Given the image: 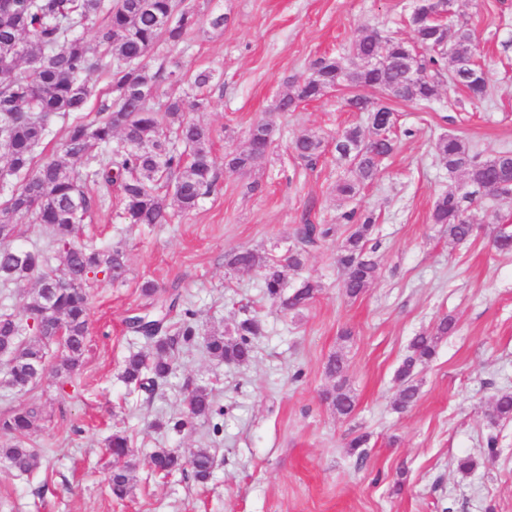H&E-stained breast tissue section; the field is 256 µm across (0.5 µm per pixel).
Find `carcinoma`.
I'll return each instance as SVG.
<instances>
[{
	"label": "carcinoma",
	"instance_id": "1",
	"mask_svg": "<svg viewBox=\"0 0 512 512\" xmlns=\"http://www.w3.org/2000/svg\"><path fill=\"white\" fill-rule=\"evenodd\" d=\"M107 24L96 46L85 38L100 15ZM198 19L183 7V0H0V185L11 187L0 205V290L23 299L25 319L0 312V362L8 366L5 384L19 393L29 391L40 379L35 367L46 364L47 344L65 347L55 367L66 380L82 359L87 339L89 285L103 275L112 283L126 278L123 252L110 245H84L78 241L80 224L100 200L91 197L87 185L118 186L122 201L120 218L125 224H167V211L159 191L172 188V197L181 212L194 210L215 184L209 131L186 119V101L171 97L158 107L154 97L160 84L188 83L201 93L213 82L212 72L188 75L163 66L153 71L142 64L146 54L161 40L179 43L194 29ZM414 39L423 48L385 39L373 28L358 30L349 56L359 60L351 67L344 57L318 59L295 92L279 99L283 112L296 110L302 101L315 100L332 88L350 90L346 105L367 113L372 138L365 139L361 127L345 130L337 139L338 158L349 164L351 176L336 184V193L352 201L363 186L374 182L381 161L393 153L398 128L396 103L428 107L439 96V75L445 60L469 62L466 71L453 70L452 80L463 86L473 100L489 95L488 78L472 57L476 51L468 24L451 22L448 28L430 19L427 4L415 6L409 18ZM115 62L110 74L112 108L103 107L94 115L68 123L62 151L70 167L50 159L35 165L37 150L52 134L51 117L80 113L94 96L88 77L100 67L101 57ZM379 88L383 98L361 93ZM276 129L260 120L248 132L249 145L225 156V165L244 170L266 156ZM103 148L100 158L90 156L93 147ZM292 149L302 160L311 161L322 151V140L310 133L298 135ZM439 160L448 166V175L462 173L474 190L461 194L450 187L440 194L431 209V222L446 226L448 239L463 243L474 237L463 202L484 192L493 199L512 198V150L505 147L484 156L473 150L461 136L448 133L435 143ZM17 216L49 229L51 247L28 246L18 242ZM349 233L336 253L343 272L342 287L350 299L357 298L376 278L378 264L366 246L375 218L351 208L341 213ZM337 228L306 222L294 227V245L282 260L257 250L230 254L226 264L239 270H259L265 294L288 311L307 306L320 285L302 280L285 292L283 268L299 269L306 255L322 241L334 236ZM501 253L512 252V232L500 227L492 240ZM59 264H52V253ZM150 299L148 307L129 317L130 332L154 343L151 353H134L125 361L121 375L129 393H152L158 382L172 370L171 353L190 345L197 337L195 312L182 307L177 287L159 289L152 282L142 285ZM455 319L448 315L429 333L413 338L409 354L396 372L399 385L397 408L411 406L418 396L417 365L429 360L439 340L454 332ZM255 317L240 320L233 338L222 333L203 337L204 347L217 360L245 364L253 355V341L261 335ZM345 362L336 356L328 360L326 374L336 380L330 405L341 416L352 414L355 397L344 378ZM189 408L175 426L184 428L195 419H207L214 412V399L205 387L194 388L187 396ZM492 416L512 419V392H499ZM36 411L19 406L0 417V465L27 474L38 464L37 454L25 446L34 430ZM108 453L120 463L112 471V493L122 498L128 493L127 472L132 467L129 437L112 434ZM155 472L169 475L191 473L195 481L206 482L214 468V455L200 448L187 460L176 451L160 448L151 455Z\"/></svg>",
	"mask_w": 512,
	"mask_h": 512
}]
</instances>
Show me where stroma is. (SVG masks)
I'll list each match as a JSON object with an SVG mask.
<instances>
[{
	"instance_id": "1",
	"label": "stroma",
	"mask_w": 512,
	"mask_h": 512,
	"mask_svg": "<svg viewBox=\"0 0 512 512\" xmlns=\"http://www.w3.org/2000/svg\"><path fill=\"white\" fill-rule=\"evenodd\" d=\"M187 2L199 25L183 42H159L144 62L214 74L206 104L188 117L210 131L215 187L191 212L169 204L171 223L130 225L117 218L118 188L88 185L100 203L80 237L120 248L126 279L89 289L86 350L69 380L48 372L21 394L0 372V416L35 408L29 445L40 454L39 468L27 475L0 467V512H512V420L490 416L494 395L512 390V254L492 246L497 224L512 225V203L486 198L468 206L480 231L467 243L450 242L430 221L437 195L459 183L436 156L440 135L458 134L487 155L512 148V0H454L456 19L473 31L490 98L470 101L446 69L429 107L397 105L409 133L355 201L378 218V276L347 298L336 264L342 239L330 238L286 274L287 287L306 278L321 286L298 311L265 296L260 271L231 270L225 257L243 249L280 257L292 246L294 225L335 223L345 209L336 184L347 167L334 144L367 116L344 107L340 90L293 112L277 111L276 102L316 59L347 53L362 26L412 40L415 0ZM219 13L226 21L212 28L208 19ZM262 118L276 128L266 157L246 171L226 168L225 154L245 150ZM305 130L323 141L310 162L289 149ZM146 281L178 285L200 331L259 319L251 362L228 364L195 344L175 354L154 393L127 396L124 361L150 348L125 325L149 303ZM446 314L456 332L417 368L414 406L396 410V371L412 338ZM336 354L357 401L347 417L326 399L335 385L326 364ZM196 386L212 390L216 411L174 430L184 392ZM118 430L129 436L135 462L121 500L108 486L106 451ZM360 435L367 441L356 452L349 443ZM492 435L499 442L493 457L486 452ZM159 448L185 457L211 449V479L154 476L150 455ZM465 457L475 463L467 473L458 468Z\"/></svg>"
}]
</instances>
